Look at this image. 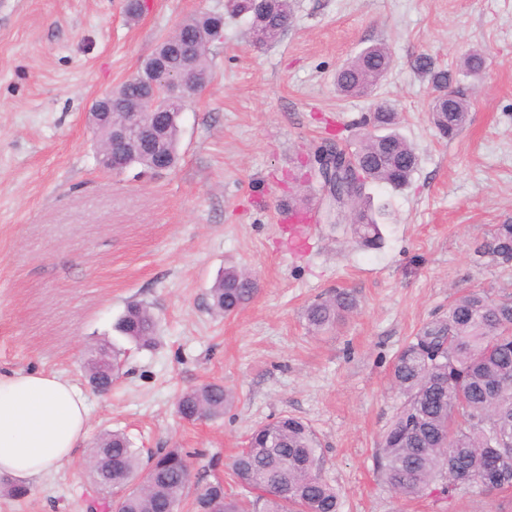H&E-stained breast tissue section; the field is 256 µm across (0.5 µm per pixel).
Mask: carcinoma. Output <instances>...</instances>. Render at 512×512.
I'll return each mask as SVG.
<instances>
[{"mask_svg":"<svg viewBox=\"0 0 512 512\" xmlns=\"http://www.w3.org/2000/svg\"><path fill=\"white\" fill-rule=\"evenodd\" d=\"M235 14L250 16L249 34L259 44L276 42L292 22L291 0H226ZM224 14L208 12L184 20L164 38L155 54L170 43L179 52L170 60L173 70L191 75L203 87L211 75L212 43L222 38ZM418 66L431 76L439 92L432 121L440 134L451 138L465 127L469 102L459 96L453 110L440 100L448 89V71L435 70L423 57ZM390 67L382 46L364 49L336 73L337 90L348 96L373 91ZM112 113L91 123L98 146H103L107 125L132 119L164 126L169 167L178 161L179 117L161 112L123 83L106 95ZM399 113L388 103L378 104L363 120L364 133L357 149L346 153L351 166L349 203L336 202L331 219L344 211L357 242L369 246L380 238L379 221L385 206L373 208L366 188L373 183L403 189L418 165L415 148L400 134ZM155 171L154 153L140 151L115 155L113 171L122 166ZM494 256L498 264L512 263V223L496 224L475 248V256ZM257 291L246 272L228 269L210 288V310L230 316L248 303ZM358 307L355 293L338 288L307 305L304 319L319 333L343 320ZM157 323L146 304L129 301L114 328L140 348L155 345ZM111 355L112 369L100 371L94 356L86 362L89 385L112 383L120 375V349L103 344ZM391 386L403 401L379 444V460L388 487L404 498L438 494L449 496L461 488L457 473L469 471V485L486 491L512 487V452L492 446L491 431L508 428L512 437V297L493 299L480 289L462 293L448 311L426 323L395 357ZM233 393L219 382H208L184 392L176 403L181 419L194 422L224 414ZM319 444L301 419L282 415L254 430L245 448L229 464L231 475L253 499L235 498L220 481L191 487L192 462L181 448H158L142 460L138 449L122 433L103 434L90 454L94 482L123 494L112 499V512H175L193 495V512H340V495L319 471Z\"/></svg>","mask_w":512,"mask_h":512,"instance_id":"1","label":"carcinoma"}]
</instances>
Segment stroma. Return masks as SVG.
<instances>
[{"instance_id": "stroma-1", "label": "stroma", "mask_w": 512, "mask_h": 512, "mask_svg": "<svg viewBox=\"0 0 512 512\" xmlns=\"http://www.w3.org/2000/svg\"><path fill=\"white\" fill-rule=\"evenodd\" d=\"M223 8L145 0L131 21L124 0H0V371L83 388L90 347L112 343L126 359L108 395L88 393V432L71 462L24 499L0 494V512H86L105 498L86 466L102 433L205 454L212 481L253 429L285 414L315 431L341 512H512V490L401 498L376 458L401 404L389 387L401 348L466 289L512 295V267L474 255L493 225L512 221V0H293L272 45L248 41L245 19L227 20L210 79L181 114L176 167L101 169L94 101L185 18ZM375 44L391 54L386 78L371 95H340L337 70ZM473 51L482 71L453 83L469 120L448 139L416 60L453 71ZM381 102L401 112L419 165L404 189L369 187L389 215L378 245L363 247L351 225L326 222L322 185L300 168L326 138L349 148ZM227 268L251 271L258 291L223 317L209 290ZM335 288L356 292L357 311L312 333L305 307ZM131 300L157 319L153 348L113 328ZM213 380L233 404L182 420L181 393Z\"/></svg>"}]
</instances>
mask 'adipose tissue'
I'll return each instance as SVG.
<instances>
[{"instance_id": "obj_1", "label": "adipose tissue", "mask_w": 512, "mask_h": 512, "mask_svg": "<svg viewBox=\"0 0 512 512\" xmlns=\"http://www.w3.org/2000/svg\"><path fill=\"white\" fill-rule=\"evenodd\" d=\"M89 407L75 384L43 372H0V475L34 485L70 461Z\"/></svg>"}]
</instances>
